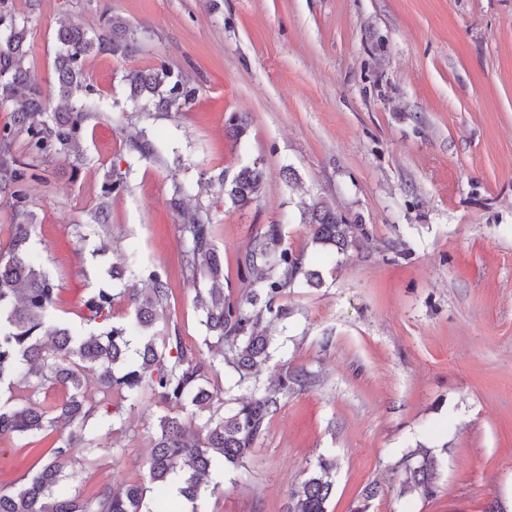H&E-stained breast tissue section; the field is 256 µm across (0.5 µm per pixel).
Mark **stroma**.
I'll return each instance as SVG.
<instances>
[{"label":"stroma","mask_w":512,"mask_h":512,"mask_svg":"<svg viewBox=\"0 0 512 512\" xmlns=\"http://www.w3.org/2000/svg\"><path fill=\"white\" fill-rule=\"evenodd\" d=\"M28 18L27 66L54 81L60 24L96 33L127 22L138 52L86 58L98 104L78 155L30 158L32 241L60 291L57 315L82 328L81 307L105 287L100 267L136 250L164 270L166 312L186 344L204 334L195 287L182 272L175 182H201L188 208L208 215L224 254V290L239 293L238 259L262 225H286L301 246L300 201L320 197L366 225L359 248L321 264L325 284L287 296L288 349L270 378L301 367L311 387L275 413L251 458L250 484L225 481L197 512H286L318 455L337 461L327 512H353L380 483L369 512H512V0H9ZM166 64L197 93L180 113L142 112L123 75ZM244 114L241 141L226 136ZM143 132L140 153L130 137ZM262 162L259 200L239 210L221 182ZM297 174L286 182L285 168ZM127 188L104 198L113 172ZM108 202L110 220L93 215ZM107 243L105 258L92 257ZM411 248L410 256L394 251ZM154 400L100 439L74 487L89 495L145 471ZM440 461L438 493L400 492L401 462L418 445ZM38 456L0 436V486L20 482Z\"/></svg>","instance_id":"obj_1"}]
</instances>
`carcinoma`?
I'll return each mask as SVG.
<instances>
[{
  "label": "carcinoma",
  "instance_id": "obj_1",
  "mask_svg": "<svg viewBox=\"0 0 512 512\" xmlns=\"http://www.w3.org/2000/svg\"><path fill=\"white\" fill-rule=\"evenodd\" d=\"M27 20L0 0V106L13 113V125L0 131V193L8 194L24 212L28 172L11 155L8 143L24 135L33 157L76 148L87 118L91 89L85 83L83 62L92 54L127 57L136 48L134 33L119 18H108L97 35L64 24L57 32L61 50L56 56L54 80L58 104L35 83L26 65ZM132 101L151 104L159 112H178L195 97L196 89L181 75L160 63L129 70L123 76ZM226 123L240 140L247 119L230 114ZM265 173L255 161L237 170L227 196L237 208L257 201ZM192 187L178 185L170 199L179 212L178 225L186 278L197 288L195 306L205 327L202 346L184 342L178 328L166 319L169 288L157 268L142 269L137 255L120 256L107 271L125 288H97L84 301L81 319L94 330L74 331L54 316L58 284L44 269L32 247L31 224H15L10 243L0 252V387L10 396L0 401V435L39 442L54 435L48 451L17 486H0V512H178L167 488L179 480L177 495L190 503L201 498L206 483L217 488L226 472L246 484L252 476L250 453L264 435L282 401L297 388L312 384L303 368L288 370L263 384V368L279 350L270 326L287 329L292 310L284 303L294 288H320V271L306 264L305 248L288 243L283 224H264L238 260L245 289L241 295L224 293V259L214 243V225L198 212L184 208ZM300 223L309 228V245L334 257L359 247L369 238L364 224H349L320 197L303 202ZM136 280L147 287L137 288ZM130 309L113 320L117 301ZM230 368L232 387L253 385L246 399L221 398L211 375ZM96 375L101 398L88 396L85 377ZM51 385L63 398L48 405L40 389ZM152 396L166 409L157 418L146 473L119 490L102 487L90 496L73 489L79 456L99 449L98 432L125 425L124 411ZM96 418L95 431L86 429ZM403 492L432 498L438 491L439 465L428 448H418L402 462ZM336 463L320 455L312 472L293 492L288 512H327L335 490ZM154 490L158 508L146 502ZM382 493L377 484L362 490L354 512H368Z\"/></svg>",
  "mask_w": 512,
  "mask_h": 512
}]
</instances>
